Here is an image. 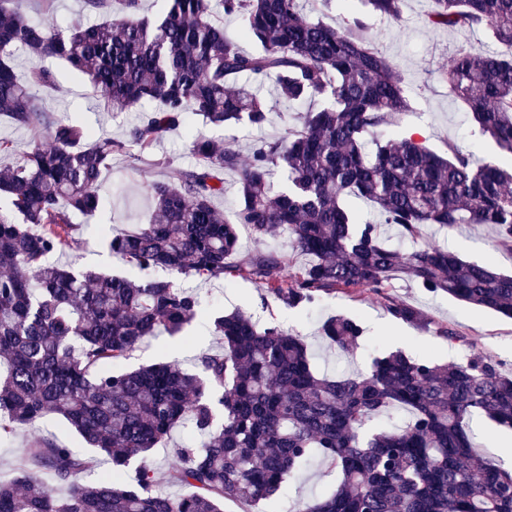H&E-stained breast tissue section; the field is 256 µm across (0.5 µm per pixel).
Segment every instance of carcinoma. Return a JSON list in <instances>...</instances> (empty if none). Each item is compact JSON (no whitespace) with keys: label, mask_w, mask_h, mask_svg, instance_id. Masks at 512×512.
I'll list each match as a JSON object with an SVG mask.
<instances>
[{"label":"carcinoma","mask_w":512,"mask_h":512,"mask_svg":"<svg viewBox=\"0 0 512 512\" xmlns=\"http://www.w3.org/2000/svg\"><path fill=\"white\" fill-rule=\"evenodd\" d=\"M21 2L0 0V114L48 143L0 168V198L9 203L0 209V439L52 414L111 469L81 482L91 461L43 437L0 478V512H224L226 502L252 507L277 496L313 458L341 479L297 512H512V470L475 452L470 427L481 414L512 429V372L480 353L439 364L382 352L369 373L330 378L315 371L300 336L236 310L212 316L223 347L201 356L196 372L173 362L119 368L147 339L178 335L199 314L198 297L158 270L202 283L250 280L286 310L367 288L387 297L393 318L419 323L414 307L388 297L400 276L512 319V275L445 246L402 254L381 241L384 226L420 242L434 224H486L495 246L512 252V55L462 46L439 69L511 159L504 166L452 143L442 155L411 137H387L408 102L358 18L334 27L302 0H218L257 45L245 51L214 19L212 0H170L156 19L141 15L140 0H121L119 18L112 0H85L105 20L64 32L29 20ZM367 2L397 19L404 0ZM432 3L435 27H486L512 50V0ZM17 50L31 62L24 81L12 64ZM47 57L86 75L114 112L158 108L122 139L93 138L78 120L52 116L33 91L56 85L40 66ZM243 78L321 108L286 135L257 142L247 159L233 142L191 136L194 165L147 186L154 221L109 240L113 255L143 272L140 281L53 260L73 247L72 215L98 209L114 155L150 152L190 113L214 126L270 124L272 110ZM278 168L287 171L281 191L271 182ZM226 173L238 194L230 218L214 205ZM353 196L372 203L377 222L345 207ZM240 226L258 242L282 232L310 261L285 267L256 251L233 262ZM320 336L352 356L362 329L331 315ZM388 408L407 411L404 424L372 426ZM185 423L196 439L174 449L179 464L164 483L189 492L175 496L148 457ZM132 466L135 482L120 484L117 475Z\"/></svg>","instance_id":"cac0c4a2"}]
</instances>
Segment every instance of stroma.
<instances>
[{
	"label": "stroma",
	"mask_w": 512,
	"mask_h": 512,
	"mask_svg": "<svg viewBox=\"0 0 512 512\" xmlns=\"http://www.w3.org/2000/svg\"><path fill=\"white\" fill-rule=\"evenodd\" d=\"M430 9L431 0H405L400 19L394 20L374 13L366 0H315L314 4L315 16L331 25L341 26L353 18H362L367 35L396 64L410 108L399 125L391 128L393 137L416 136L439 153L445 152L447 144L453 142L474 152L478 158L500 160L501 154L492 140L482 133L469 111L450 93L437 73L438 65L446 63L459 47L494 50L489 32L431 28L426 22ZM42 65L56 77L55 88L42 92L47 110L55 117L79 116L91 134L114 138L123 137L137 121L138 115L134 112L105 111L100 93L83 74L62 60L51 57L44 59ZM274 109L272 122L261 130L245 124L211 126L204 124L201 117L191 115L184 128L166 134L151 153L136 159L114 156L111 169L101 178L97 211L91 216L78 214L73 218L75 243L70 262L98 272L139 278L138 270L112 256L102 227L126 231L149 223L153 204L145 187L169 177L170 171L162 166V159H173L175 165L181 167L193 164L188 147L190 135L201 133L220 145L234 141L247 152L255 140L279 138L286 128L298 125L300 105L281 100L275 103ZM427 239L448 246L463 259L490 261L502 271L512 270V253L496 249L490 226L465 224L448 231L434 227L429 229ZM174 281L184 288L195 287L202 318L189 325L187 335L163 334L146 340L126 360V367L167 360L195 370L204 353L220 347L208 320L209 313L239 308L259 324L276 323L302 336L312 346L315 368L327 374L339 370L349 374L368 373L372 351L377 347L400 350L412 357L426 354L441 364L463 362L471 354L480 352L499 361L504 369H512V320L441 293H428L401 278L395 280L392 296L415 307L429 319V329L393 319L385 309L384 299L367 290L352 297L331 294L314 308L287 311L258 284L248 280L240 279L230 286L220 282L193 285L178 275ZM338 313L356 319L363 330L365 345L354 356L340 355L318 336L322 322ZM448 327L460 333L461 342L451 343L441 336V329ZM473 427L478 453L503 465H512L511 430L498 427L484 417L475 418ZM42 437L55 438L85 457L94 454L73 429L58 417L49 415L21 430L10 441H0V476L8 477L27 444ZM338 481L337 470L328 468L321 460H314L277 498L262 504L258 512H292L300 500L322 496L334 489Z\"/></svg>",
	"instance_id": "stroma-1"
}]
</instances>
